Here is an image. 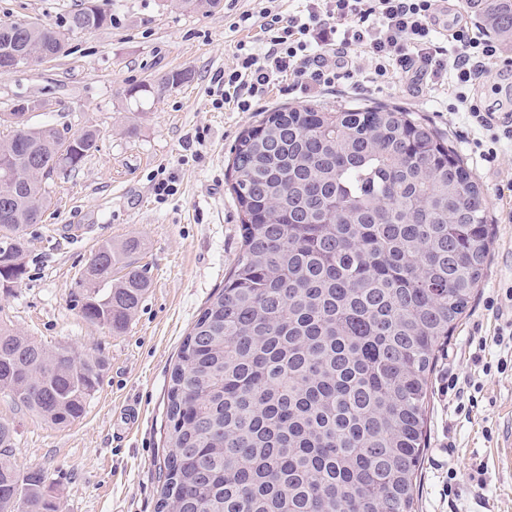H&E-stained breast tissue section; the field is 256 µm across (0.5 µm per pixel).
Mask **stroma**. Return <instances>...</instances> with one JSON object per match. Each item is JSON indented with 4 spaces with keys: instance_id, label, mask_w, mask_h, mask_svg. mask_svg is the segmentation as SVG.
<instances>
[{
    "instance_id": "stroma-1",
    "label": "stroma",
    "mask_w": 512,
    "mask_h": 512,
    "mask_svg": "<svg viewBox=\"0 0 512 512\" xmlns=\"http://www.w3.org/2000/svg\"><path fill=\"white\" fill-rule=\"evenodd\" d=\"M81 0H0V22L64 27ZM108 27L74 33L64 55L0 73V114L38 101L31 125L69 133L92 126L98 149L82 167L51 180L49 202L30 241L23 279L0 287V322L51 347L106 360L84 416L66 427L46 423L0 395V422L17 431L19 472L45 469L60 512H157L164 462L167 389L182 342L200 311L224 286L240 246V216L228 190L230 151L262 112L287 105L335 110L391 105L418 113L445 135L490 197V261L467 314L439 351L430 380L417 512H512V370L498 369L496 348L480 340L512 321V145L495 163L473 147L476 132L451 110L439 86L413 91L408 78L317 97L271 87L250 111L211 106L214 78L233 62L239 41L257 29H233L243 11L267 0H226L213 14L169 0H96ZM188 82L158 89L165 73ZM493 112L512 110V71L492 69L474 90ZM171 187L156 193L158 183ZM137 238L150 288L125 333L82 318L73 295L102 241ZM138 412L134 422L126 409ZM485 494H478V480Z\"/></svg>"
}]
</instances>
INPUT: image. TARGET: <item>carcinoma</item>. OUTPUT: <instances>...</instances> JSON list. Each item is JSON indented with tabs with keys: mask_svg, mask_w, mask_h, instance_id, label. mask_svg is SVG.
<instances>
[{
	"mask_svg": "<svg viewBox=\"0 0 512 512\" xmlns=\"http://www.w3.org/2000/svg\"><path fill=\"white\" fill-rule=\"evenodd\" d=\"M213 13L222 0H180ZM512 43V0H465ZM11 45L60 55L61 31L12 23ZM0 138V284L25 274L26 228L48 202L36 174L97 150L18 112ZM241 247L170 373L158 512H415L437 353L487 270L483 185L424 118L397 106H286L232 148ZM134 239L102 243L74 306L120 334L150 278ZM103 362L0 325V394L56 426L83 417ZM0 422V512H59L47 473L21 474Z\"/></svg>",
	"mask_w": 512,
	"mask_h": 512,
	"instance_id": "carcinoma-1",
	"label": "carcinoma"
}]
</instances>
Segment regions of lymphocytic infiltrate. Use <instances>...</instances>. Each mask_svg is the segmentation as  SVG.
I'll list each match as a JSON object with an SVG mask.
<instances>
[{
    "label": "lymphocytic infiltrate",
    "instance_id": "1",
    "mask_svg": "<svg viewBox=\"0 0 512 512\" xmlns=\"http://www.w3.org/2000/svg\"><path fill=\"white\" fill-rule=\"evenodd\" d=\"M438 0H323L305 14L285 15L265 7L241 12L238 26L258 27L260 44L238 42L233 68L217 79L215 109L236 105L242 112L267 94L270 86L288 81L304 92L323 93L351 79L350 51L371 58L365 79L382 83L391 71L422 78L445 79L461 110L479 128L494 125L492 113L467 88L480 83L492 65L505 57L503 46L467 26L456 27L451 45L435 28Z\"/></svg>",
    "mask_w": 512,
    "mask_h": 512
}]
</instances>
